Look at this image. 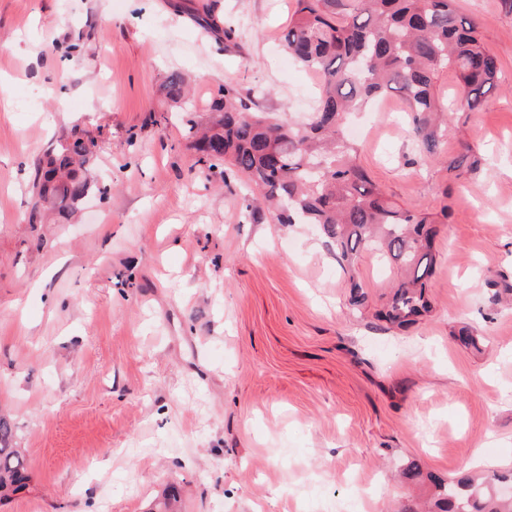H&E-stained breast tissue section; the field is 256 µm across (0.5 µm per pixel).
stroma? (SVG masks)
Masks as SVG:
<instances>
[{
	"mask_svg": "<svg viewBox=\"0 0 512 512\" xmlns=\"http://www.w3.org/2000/svg\"><path fill=\"white\" fill-rule=\"evenodd\" d=\"M0 0V417L28 462L0 512H396L422 497L399 471L454 478L512 467V13L457 0L497 57L500 89L420 157L400 95L359 163L401 204L452 216L436 239L433 313L403 332L347 305L348 277L312 224H279L241 179L198 160L170 71L195 119L219 86H260L264 111L305 119L318 80L285 53L293 0ZM80 130L109 193L28 224L34 166ZM488 164L463 181L461 145ZM379 308L396 270L358 266ZM487 336L479 353L452 336ZM215 8L216 5L212 3H202L193 13L195 22L205 32L216 33L222 36L225 42H231L235 38L237 30L225 18L221 20L214 13ZM161 92L168 102L180 104L182 112H194L193 107L185 100L188 95V84L181 72L173 70L168 73L161 84Z\"/></svg>",
	"mask_w": 512,
	"mask_h": 512,
	"instance_id": "35a3bbf8",
	"label": "stroma"
}]
</instances>
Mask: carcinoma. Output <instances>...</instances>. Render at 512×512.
I'll list each match as a JSON object with an SVG mask.
<instances>
[{"label":"carcinoma","mask_w":512,"mask_h":512,"mask_svg":"<svg viewBox=\"0 0 512 512\" xmlns=\"http://www.w3.org/2000/svg\"><path fill=\"white\" fill-rule=\"evenodd\" d=\"M456 0H295L283 31L284 50L320 79L309 117L278 124L260 111L265 90L242 92L224 86L209 111L218 118L191 147L223 177L239 174L273 207L278 224H315L348 275L349 305L361 313L368 293L356 276L363 253L400 268L401 279L389 292L375 318L385 329L404 331L432 312L428 294L437 268L434 251L438 225L449 208L428 212L389 199L357 162L359 147L343 133L347 116L377 99L398 92L407 103L410 133L419 155L436 157L448 126L460 115L481 111L499 88L500 69L482 42L478 23L460 15ZM216 5L195 9L196 24L232 41L237 33L215 14ZM454 74L453 100L442 103L436 92L439 76ZM164 98L191 112L186 77L173 70L161 84ZM89 149L73 134L51 146L34 167L36 201L27 215L41 224L45 214H68L96 189L86 166ZM485 159L464 145L447 165L455 180L478 173ZM460 345L479 349L485 337L462 323L454 331ZM29 481L22 451L15 447L9 422L0 418V503L24 490ZM512 468L471 473L446 483L434 482L432 512H512Z\"/></svg>","instance_id":"carcinoma-1"}]
</instances>
